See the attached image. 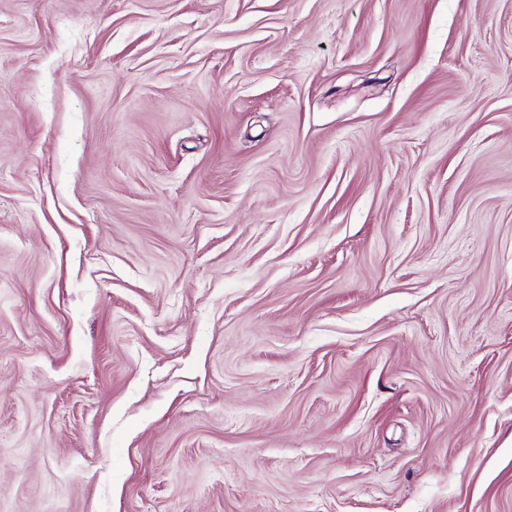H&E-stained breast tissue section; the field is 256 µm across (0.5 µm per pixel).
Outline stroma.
Returning <instances> with one entry per match:
<instances>
[{"label": "stroma", "mask_w": 512, "mask_h": 512, "mask_svg": "<svg viewBox=\"0 0 512 512\" xmlns=\"http://www.w3.org/2000/svg\"><path fill=\"white\" fill-rule=\"evenodd\" d=\"M0 512H512V0H0Z\"/></svg>", "instance_id": "stroma-1"}]
</instances>
